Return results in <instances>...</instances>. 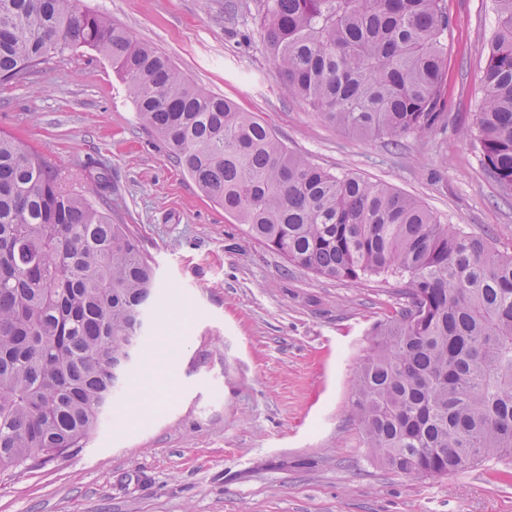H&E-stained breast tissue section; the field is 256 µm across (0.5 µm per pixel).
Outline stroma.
I'll list each match as a JSON object with an SVG mask.
<instances>
[{
  "label": "stroma",
  "instance_id": "1",
  "mask_svg": "<svg viewBox=\"0 0 512 512\" xmlns=\"http://www.w3.org/2000/svg\"><path fill=\"white\" fill-rule=\"evenodd\" d=\"M164 54L198 87L258 114L289 151L385 183L444 224L512 252V197L462 138L482 91L491 0H446V130L399 145L324 122L280 85L250 14L226 0H81ZM98 52L47 58L0 85V132L57 162L63 186L104 176L161 291L149 370L132 371L86 447L0 471V512H512L506 465L408 479L373 461L352 380L374 324L402 299L394 278L326 279L250 240L135 118Z\"/></svg>",
  "mask_w": 512,
  "mask_h": 512
}]
</instances>
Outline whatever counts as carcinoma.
Here are the masks:
<instances>
[{"mask_svg":"<svg viewBox=\"0 0 512 512\" xmlns=\"http://www.w3.org/2000/svg\"><path fill=\"white\" fill-rule=\"evenodd\" d=\"M483 97L464 137L512 197V0H493ZM292 97L361 138L443 130L445 0H255ZM112 60L138 121L256 243L328 279L396 278L353 380L368 455L406 478L512 458V253L418 200L288 151L254 113L207 93L80 0H0V84L51 55ZM109 185L59 184L54 160L0 133V471L85 447L119 385L147 365L155 270L101 209Z\"/></svg>","mask_w":512,"mask_h":512,"instance_id":"1","label":"carcinoma"}]
</instances>
